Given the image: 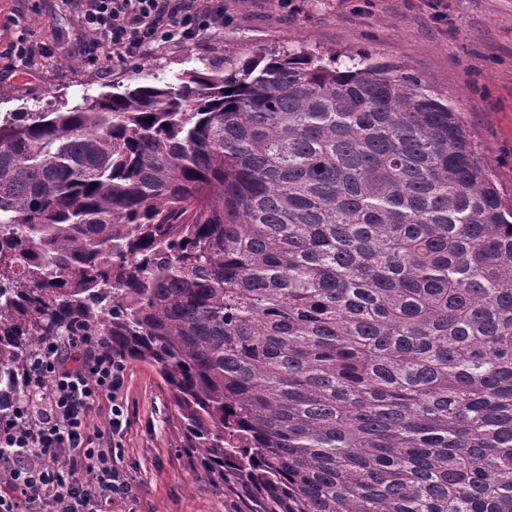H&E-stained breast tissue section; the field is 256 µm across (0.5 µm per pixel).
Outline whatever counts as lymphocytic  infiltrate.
<instances>
[{
	"label": "lymphocytic infiltrate",
	"mask_w": 512,
	"mask_h": 512,
	"mask_svg": "<svg viewBox=\"0 0 512 512\" xmlns=\"http://www.w3.org/2000/svg\"><path fill=\"white\" fill-rule=\"evenodd\" d=\"M90 38L83 52L119 60L148 46L192 39L200 24L224 22V6L202 15L193 0H71ZM121 356L90 346L83 337L67 346L50 344L31 365L29 384L36 398L21 423L0 430V512H91L133 487L117 464L115 448L94 447L87 431L92 402L113 396L109 426L123 430L124 412L116 397L124 383Z\"/></svg>",
	"instance_id": "lymphocytic-infiltrate-1"
}]
</instances>
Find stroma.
<instances>
[{"instance_id": "stroma-1", "label": "stroma", "mask_w": 512, "mask_h": 512, "mask_svg": "<svg viewBox=\"0 0 512 512\" xmlns=\"http://www.w3.org/2000/svg\"><path fill=\"white\" fill-rule=\"evenodd\" d=\"M224 24L117 63L90 60L70 0H0V112H43L61 102L124 91L156 74L231 69L245 58L304 51L375 61L418 76L447 99L504 200H512V0H223ZM45 45L37 64L19 60L20 42ZM121 403L120 466L133 494L106 512H224V485L182 447L172 396L159 375L127 361L117 398L100 395L87 421L107 429Z\"/></svg>"}]
</instances>
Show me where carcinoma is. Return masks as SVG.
Wrapping results in <instances>:
<instances>
[{
	"mask_svg": "<svg viewBox=\"0 0 512 512\" xmlns=\"http://www.w3.org/2000/svg\"><path fill=\"white\" fill-rule=\"evenodd\" d=\"M349 61L0 116V427L91 336L227 512H512V206L418 77Z\"/></svg>",
	"mask_w": 512,
	"mask_h": 512,
	"instance_id": "carcinoma-1",
	"label": "carcinoma"
}]
</instances>
